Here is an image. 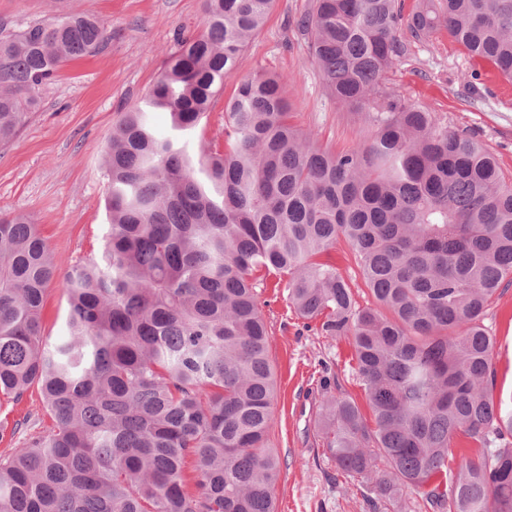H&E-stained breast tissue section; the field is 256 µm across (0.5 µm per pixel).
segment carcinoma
<instances>
[{
	"label": "carcinoma",
	"instance_id": "obj_1",
	"mask_svg": "<svg viewBox=\"0 0 512 512\" xmlns=\"http://www.w3.org/2000/svg\"><path fill=\"white\" fill-rule=\"evenodd\" d=\"M274 0H203L105 156L110 233L64 274V333L41 313L59 266L39 225L0 213V396L37 387L49 431L0 459V512H275L276 381L257 288H284L321 335L349 336L372 419L325 386L324 454L376 508L412 490L431 512H512V413L491 393L484 325L512 284V178L490 147L386 90L408 40L446 34L512 80V0H314L301 19L325 88L371 129L326 150L290 123L281 75L240 81L224 149L186 137ZM106 24L65 13L0 25V144ZM170 117L160 134L148 110ZM344 243L362 307L332 252ZM475 448L454 455L456 437ZM191 457L196 491L185 488ZM456 473L448 481V461Z\"/></svg>",
	"mask_w": 512,
	"mask_h": 512
}]
</instances>
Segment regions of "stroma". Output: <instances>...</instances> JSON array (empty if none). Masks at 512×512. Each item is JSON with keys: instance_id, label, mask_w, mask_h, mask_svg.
<instances>
[{"instance_id": "obj_1", "label": "stroma", "mask_w": 512, "mask_h": 512, "mask_svg": "<svg viewBox=\"0 0 512 512\" xmlns=\"http://www.w3.org/2000/svg\"><path fill=\"white\" fill-rule=\"evenodd\" d=\"M312 0H274L260 31L225 78L210 111L190 135L198 143L224 145V105L242 78L287 77L294 124L322 147L339 151L370 137L356 114L326 91L311 61L308 36L296 25ZM80 12L102 19L110 32L94 55L73 61L42 93L18 136L0 146V212L31 216L62 268L101 254L109 232L104 199L109 178L103 155L122 111L138 104L155 83L178 35L197 32L202 0H0V24L16 27L37 18ZM387 85L423 106L455 130L489 144L512 174V81L472 59L441 35L409 44L405 61L390 70ZM258 299L269 326L277 398L270 446L283 471L276 512H370L364 489L338 476L323 453L314 419L324 388L366 406L352 370L347 337L327 338L304 327L282 289L266 284ZM484 323L496 336L493 395L512 403V285L498 290ZM51 426L37 388L20 401L0 397V457Z\"/></svg>"}]
</instances>
